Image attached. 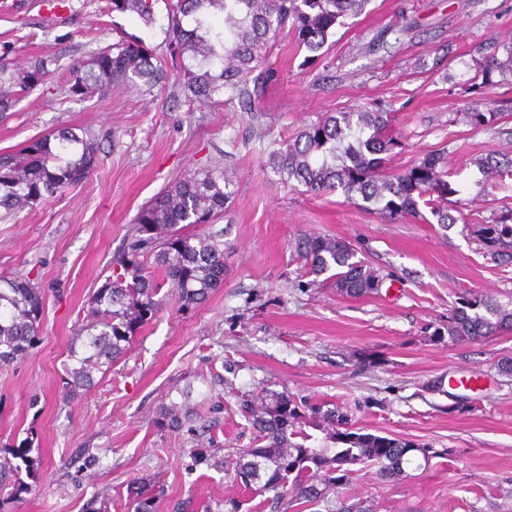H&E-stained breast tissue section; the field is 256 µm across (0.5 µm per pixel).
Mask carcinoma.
<instances>
[{
  "mask_svg": "<svg viewBox=\"0 0 512 512\" xmlns=\"http://www.w3.org/2000/svg\"><path fill=\"white\" fill-rule=\"evenodd\" d=\"M371 0H167L166 39L175 79L191 103L220 104L224 92L241 94L252 73L267 56L277 31L290 25L298 48L313 63L336 28L362 15ZM223 14L216 25L205 9ZM112 11L134 12L145 23L155 21L152 0H112ZM497 52L485 56L482 69L470 80L491 82L500 67ZM59 68L58 57L45 52L19 72L10 71L0 56V118L7 116L27 92L47 83ZM167 72L153 63L151 50L139 40L121 39L77 61L69 69L65 93L83 98L107 86L143 82L153 87ZM469 122L492 129L500 113L476 106ZM391 113L378 106L333 112L306 126L285 145L268 155L267 168L280 184L292 182L313 194L341 191L358 208L389 219L410 215L444 228L463 224L485 254L504 266L512 264V209L489 217L480 211L464 213L449 196L459 193L448 178L445 155L426 154L398 173L385 172L389 155L400 142L388 134ZM99 163V147L92 136L61 128L32 138L15 152H0V222L32 209L86 180ZM485 173L512 179V155L489 153L477 160ZM235 194V183L224 168L206 167L172 183L143 207L127 251L118 260L122 272L110 275L92 294L85 324L70 347L72 365L66 367L67 389L75 396L91 386L93 372L124 355L160 310L155 300L162 272L184 310L205 301L224 285V241L219 235L188 233L187 226L211 224L224 213ZM296 251L305 274L323 277L322 283L341 296L358 298L379 291V275L342 239L308 233L298 238ZM43 311L40 289L23 275L0 276V366L26 357L36 345ZM512 330V307L494 297L466 292L448 313L444 329L433 340L474 343ZM243 416L260 446L245 448L233 462L234 477L244 488L272 491L301 503L325 499L327 487L348 482L359 463H371L384 479L398 478L414 454L427 448L402 438L363 433L349 425L346 414L325 403L302 404L287 392L266 391L258 401H245ZM190 412L177 405L164 407L156 421L162 430H178ZM320 428L333 448L305 445ZM31 440L0 448V478H14L15 492L30 485L21 474H34ZM156 497L143 484L130 487L131 512H154Z\"/></svg>",
  "mask_w": 512,
  "mask_h": 512,
  "instance_id": "cac0c4a2",
  "label": "carcinoma"
}]
</instances>
